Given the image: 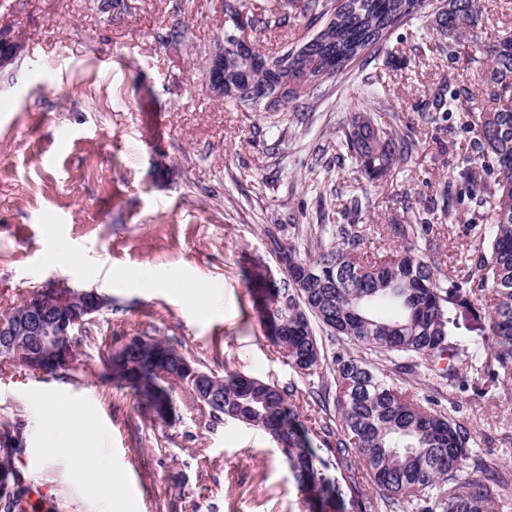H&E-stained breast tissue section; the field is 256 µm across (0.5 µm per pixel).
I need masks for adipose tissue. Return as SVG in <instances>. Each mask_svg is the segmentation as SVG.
I'll return each mask as SVG.
<instances>
[{"instance_id": "1", "label": "adipose tissue", "mask_w": 512, "mask_h": 512, "mask_svg": "<svg viewBox=\"0 0 512 512\" xmlns=\"http://www.w3.org/2000/svg\"><path fill=\"white\" fill-rule=\"evenodd\" d=\"M43 419L49 432L41 448L43 456H67L77 479L90 481L94 491L116 504L117 512H133L132 500L124 494L120 479L96 446L92 418L59 399L44 403Z\"/></svg>"}]
</instances>
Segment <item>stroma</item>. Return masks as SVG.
I'll use <instances>...</instances> for the list:
<instances>
[{
  "instance_id": "35a3bbf8",
  "label": "stroma",
  "mask_w": 512,
  "mask_h": 512,
  "mask_svg": "<svg viewBox=\"0 0 512 512\" xmlns=\"http://www.w3.org/2000/svg\"><path fill=\"white\" fill-rule=\"evenodd\" d=\"M306 0H288L287 25L256 31L279 52L318 29ZM0 0V35L18 42L0 69V313L52 281L112 300L86 324L69 374L28 376L0 365V419L20 424L15 470L28 512H112L46 459L43 404L61 396L90 414L97 445L122 473L136 512H308L305 496L262 429L210 421L178 398L175 422L156 421L133 391L107 379L104 359L131 338L169 341L199 366L307 391L260 324L249 279L277 269L278 246L322 216L342 221L351 197L371 252L398 249L395 224H430L413 253L439 278L478 247L488 210L439 191L466 165L473 123L490 104V51L512 33V0H478L458 55L438 52L428 14L397 29L371 58L279 112H247L210 96L204 58L224 36L222 0ZM183 31L178 42L164 38ZM467 87L465 109L425 121L442 78ZM385 90L372 99V88ZM399 114L417 142L411 161L368 181L340 146L356 113ZM65 250L79 264L64 267ZM146 271L178 283L142 287ZM491 307H454L448 329L465 348L487 345ZM470 423L484 461L512 474V392L479 397L439 386L431 371L398 377Z\"/></svg>"
}]
</instances>
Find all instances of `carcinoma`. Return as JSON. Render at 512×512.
I'll list each match as a JSON object with an SVG mask.
<instances>
[{
  "instance_id": "carcinoma-1",
  "label": "carcinoma",
  "mask_w": 512,
  "mask_h": 512,
  "mask_svg": "<svg viewBox=\"0 0 512 512\" xmlns=\"http://www.w3.org/2000/svg\"><path fill=\"white\" fill-rule=\"evenodd\" d=\"M224 31L235 27V17L244 10L243 0H224ZM313 19L329 23L321 42L286 48L288 74L265 68L270 55L255 47L252 63L240 61L232 43L224 41V71L240 84L245 95L226 97L239 109L259 111L254 94L265 88L275 92L281 78L288 83L302 78L322 87L333 78L316 70L305 75L299 65L316 57H336V72L351 66L369 50L379 48L399 27L420 12L412 0H307ZM436 30L456 40L477 20L476 0H436L433 9ZM253 30L279 28L287 16L277 7H264L250 16ZM484 82L494 89L502 104L479 116L469 144L473 164L465 168L469 198L491 212L480 239L487 248L465 257L457 274L443 281L433 265L414 256L411 249L380 257L366 250V229L356 220L345 224H319L306 232L303 244L315 253H301L293 244L278 246V260H288L283 277L264 273L255 277L258 317L276 352L302 378L326 368L334 388L312 393L325 418L316 436L329 448L340 469L346 491L358 512L411 507V512H493L490 485L502 482L501 472L473 457L474 432L462 420L436 408L438 402L421 401L419 395L393 382L397 374H413L424 366L450 388L512 390V36L492 51ZM469 93L452 89L448 77L431 101L427 120L464 106ZM381 140L373 145L368 124L355 117L340 144L353 164L372 180H379L397 163L408 162L415 141L394 125L377 127ZM398 238L408 242L427 239L432 224H393ZM472 300L491 302L490 329L493 342L462 352L448 331V310ZM175 346L156 338H134L113 352L112 380L127 384L144 401L154 418L163 422L172 415L181 392L207 406L212 421L229 418L266 431L298 486L314 502L336 497V485L327 480L315 462L308 430L300 420L294 399L297 387H279L257 378L245 383L239 373L203 383L181 384L164 380L155 349ZM389 354L381 362L359 355L353 348ZM333 400L337 418L330 417ZM18 448L0 447V512H26L28 489L14 473ZM376 491L363 492L364 480Z\"/></svg>"
}]
</instances>
